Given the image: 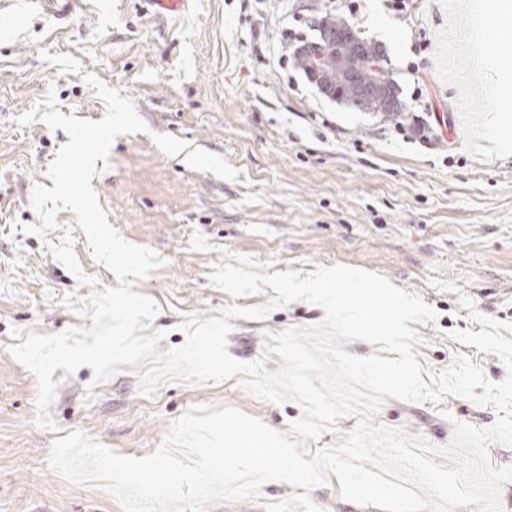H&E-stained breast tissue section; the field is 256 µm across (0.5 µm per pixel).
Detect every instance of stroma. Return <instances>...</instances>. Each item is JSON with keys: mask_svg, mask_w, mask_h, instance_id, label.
I'll return each instance as SVG.
<instances>
[{"mask_svg": "<svg viewBox=\"0 0 512 512\" xmlns=\"http://www.w3.org/2000/svg\"><path fill=\"white\" fill-rule=\"evenodd\" d=\"M309 1L189 0L171 17L150 0H84L59 21L27 0H0V512H123L107 492L50 468L54 439L74 430L140 458L196 405L235 408L283 432L301 414L297 404L260 400L232 379L169 382L145 397L135 371L96 385L84 366L54 372L56 428L37 427V382L10 346L31 330L92 325L83 309L62 302L86 300L91 287L53 259L48 242L72 228L84 273L103 286L117 280L94 259L71 211L58 213L59 228L46 237L22 233L37 220L33 187H52L47 170L69 137L38 120L23 127L16 120L50 89L62 114L101 120L106 106L87 84L89 73L131 98L148 126L116 138L91 185L121 236L167 261L135 287L161 307L152 323L167 332L159 351L184 343L176 329L184 314L209 318L230 304L261 307L273 297L269 289L235 299L212 286L208 276L227 251L274 261L278 272L343 264L381 274L438 313L416 327L423 367L444 371L462 353L488 379H504L496 355L447 338L481 326L469 321L459 294L432 281L455 282L479 311L512 323V152L485 146L497 135L491 102L512 104V68L486 59L478 20L486 9L512 11V0H459L470 37L453 56L445 0H416L408 13L390 0H355L351 10L341 0H314V12ZM317 12L348 20L383 48L406 105L401 116L349 107L308 80L294 52L317 39ZM477 70L492 94L472 80ZM465 94L478 112L457 111ZM156 133L189 146L167 156L152 140ZM197 233L212 252L191 250ZM324 315L297 301L262 320L234 319L228 351L241 361L265 358L266 369L277 370L282 360L266 355L265 334ZM376 420L442 447L453 421L487 429L496 413L451 395L438 405L390 398Z\"/></svg>", "mask_w": 512, "mask_h": 512, "instance_id": "35a3bbf8", "label": "stroma"}]
</instances>
